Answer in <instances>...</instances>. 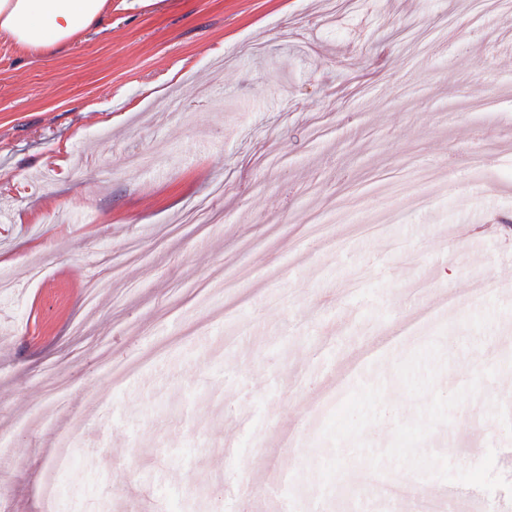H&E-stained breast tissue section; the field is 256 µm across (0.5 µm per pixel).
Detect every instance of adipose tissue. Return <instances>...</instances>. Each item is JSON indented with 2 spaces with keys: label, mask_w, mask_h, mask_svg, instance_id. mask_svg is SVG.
<instances>
[{
  "label": "adipose tissue",
  "mask_w": 512,
  "mask_h": 512,
  "mask_svg": "<svg viewBox=\"0 0 512 512\" xmlns=\"http://www.w3.org/2000/svg\"><path fill=\"white\" fill-rule=\"evenodd\" d=\"M112 14V0H0V39L27 56H60Z\"/></svg>",
  "instance_id": "ef3b65f1"
}]
</instances>
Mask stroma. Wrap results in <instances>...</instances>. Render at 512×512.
I'll list each match as a JSON object with an SVG mask.
<instances>
[{
    "label": "stroma",
    "mask_w": 512,
    "mask_h": 512,
    "mask_svg": "<svg viewBox=\"0 0 512 512\" xmlns=\"http://www.w3.org/2000/svg\"><path fill=\"white\" fill-rule=\"evenodd\" d=\"M509 130L512 0H112L66 55L0 41V507L400 512L322 431L362 385L414 419L434 340L438 391L497 369L434 453L512 481Z\"/></svg>",
    "instance_id": "1"
}]
</instances>
